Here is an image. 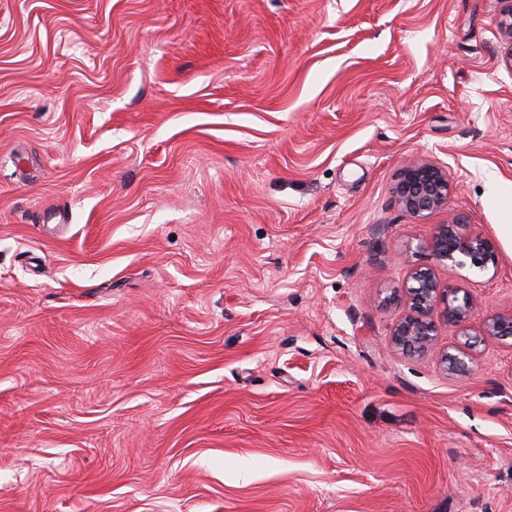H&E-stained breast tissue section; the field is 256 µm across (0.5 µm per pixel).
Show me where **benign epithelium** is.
Wrapping results in <instances>:
<instances>
[{
    "label": "benign epithelium",
    "mask_w": 512,
    "mask_h": 512,
    "mask_svg": "<svg viewBox=\"0 0 512 512\" xmlns=\"http://www.w3.org/2000/svg\"><path fill=\"white\" fill-rule=\"evenodd\" d=\"M499 28L507 37L509 47L505 52V66L512 70V0H501ZM396 191L402 206L411 214L422 215L433 212L448 204L451 183L448 170L434 162L414 159L403 165ZM429 246L437 260L454 265L466 263L479 270L496 264V250L492 241L475 227L453 222L441 224L432 235ZM413 285L406 287V293L413 314L400 321L393 331L395 345L406 352H422L432 343L434 325L431 316L439 305H444L447 321L463 326L469 321L473 307L472 298L465 294L451 298L444 294L432 271L417 269L411 273ZM484 330L490 335L509 338L512 336V309L492 313ZM472 355L461 351V355L441 356V361L451 369L464 371Z\"/></svg>",
    "instance_id": "obj_1"
}]
</instances>
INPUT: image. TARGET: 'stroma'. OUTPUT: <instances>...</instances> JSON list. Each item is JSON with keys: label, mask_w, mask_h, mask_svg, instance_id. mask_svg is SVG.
Here are the masks:
<instances>
[{"label": "stroma", "mask_w": 512, "mask_h": 512, "mask_svg": "<svg viewBox=\"0 0 512 512\" xmlns=\"http://www.w3.org/2000/svg\"><path fill=\"white\" fill-rule=\"evenodd\" d=\"M501 8L0 0V512H512ZM416 267L466 373L391 341ZM396 191L409 213L433 212L448 204L451 194L448 170L431 161L410 160L401 169ZM429 246L437 260L454 265L470 266L479 270L496 264V250L492 241L475 227L452 222L441 224L432 235ZM484 330L493 336L512 338V308L509 311L492 313L484 325Z\"/></svg>", "instance_id": "35a3bbf8"}]
</instances>
